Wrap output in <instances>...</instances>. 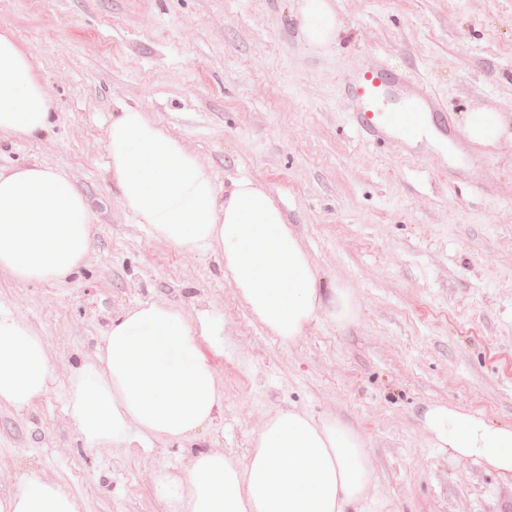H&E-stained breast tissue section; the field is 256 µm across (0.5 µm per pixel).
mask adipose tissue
I'll return each instance as SVG.
<instances>
[{"label":"adipose tissue","instance_id":"ef3b65f1","mask_svg":"<svg viewBox=\"0 0 512 512\" xmlns=\"http://www.w3.org/2000/svg\"><path fill=\"white\" fill-rule=\"evenodd\" d=\"M305 41L323 49L339 26L331 0H299ZM32 53L0 31V138L34 140L49 132L56 105L35 72ZM474 147L512 133V113L479 108L462 116ZM107 173L125 207L155 239L186 251L210 250L224 262L241 301L282 343L314 321L336 329L357 318L351 292L323 283L275 197L240 178L218 190L181 141L139 108L113 112L105 140ZM94 216L66 175L29 163L0 168V270L26 282H67L90 252ZM223 319L200 309L141 302L113 319L95 360L70 377L67 411L87 447L199 438L224 406L203 343L221 342ZM54 365L45 341L0 310V403L23 410L43 396ZM440 446L512 471V428L446 406L429 409ZM372 471L361 435L337 417L293 408L267 418L244 462L201 450L179 474L161 475L169 512H368ZM0 512H81L60 486L26 472Z\"/></svg>","mask_w":512,"mask_h":512}]
</instances>
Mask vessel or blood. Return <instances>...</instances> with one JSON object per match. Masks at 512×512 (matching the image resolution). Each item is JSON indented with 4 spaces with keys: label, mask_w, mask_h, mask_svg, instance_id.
I'll list each match as a JSON object with an SVG mask.
<instances>
[{
    "label": "vessel or blood",
    "mask_w": 512,
    "mask_h": 512,
    "mask_svg": "<svg viewBox=\"0 0 512 512\" xmlns=\"http://www.w3.org/2000/svg\"><path fill=\"white\" fill-rule=\"evenodd\" d=\"M341 95L354 126L375 141L397 137L419 144L431 128L445 137L452 134L448 114L431 90L387 66L357 73Z\"/></svg>",
    "instance_id": "1"
}]
</instances>
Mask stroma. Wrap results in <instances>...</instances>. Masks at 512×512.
I'll list each match as a JSON object with an SVG mask.
<instances>
[{"mask_svg": "<svg viewBox=\"0 0 512 512\" xmlns=\"http://www.w3.org/2000/svg\"><path fill=\"white\" fill-rule=\"evenodd\" d=\"M343 33L309 47L298 0H0V29L34 55L55 98L41 140L0 144V167L67 174L94 211L92 247L64 284L0 273V308L43 336L54 376L27 409L0 408V496L20 473L62 485L81 512H167L158 471L201 449L244 461L263 421L293 407L365 441L378 512H512V472L439 447L425 425L450 406L512 426V139L408 152L367 140L341 96L381 64L448 109L512 113V0H334ZM125 104L177 137L217 187L248 177L277 199L321 275L359 316L281 344L250 315L216 255L156 240L105 175L107 119ZM144 301L224 320L204 345L224 409L193 442L147 452L86 447L67 414L73 367L113 318Z\"/></svg>", "mask_w": 512, "mask_h": 512, "instance_id": "35a3bbf8", "label": "stroma"}]
</instances>
